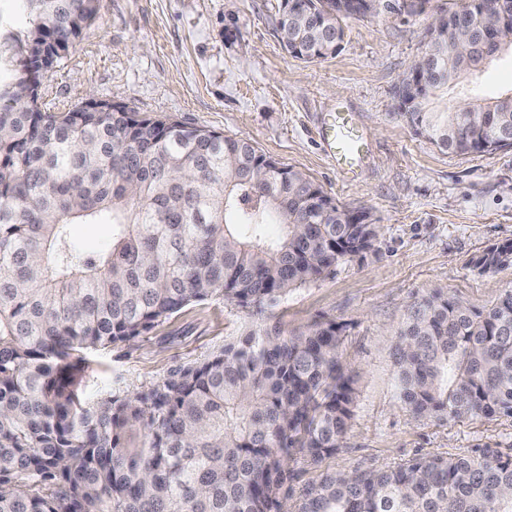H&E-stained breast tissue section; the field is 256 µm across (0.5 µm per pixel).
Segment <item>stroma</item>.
I'll return each mask as SVG.
<instances>
[{
  "instance_id": "1",
  "label": "stroma",
  "mask_w": 512,
  "mask_h": 512,
  "mask_svg": "<svg viewBox=\"0 0 512 512\" xmlns=\"http://www.w3.org/2000/svg\"><path fill=\"white\" fill-rule=\"evenodd\" d=\"M282 0H99L98 18L42 86L65 109L86 97L171 116L249 139L306 174L339 205L380 227L374 253L341 264L273 310L289 331L327 319L344 326L342 358L357 370L351 426L335 455L290 461V501L326 472L387 469L418 456L512 453V418H414L397 397L393 346L408 303L434 291L481 309L512 290V266L472 260L512 239V148L454 155L394 115L400 77L423 50L429 15L380 10L345 23L340 49L312 63L290 56L276 25ZM29 26L20 0H0V85L16 74L12 35ZM512 90V56L450 87L449 103ZM352 112L367 153L344 176L319 139L330 112ZM248 316L211 299L124 346L90 354L86 390L133 392L208 358Z\"/></svg>"
}]
</instances>
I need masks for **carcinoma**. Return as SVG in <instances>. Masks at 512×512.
Instances as JSON below:
<instances>
[{"instance_id":"obj_1","label":"carcinoma","mask_w":512,"mask_h":512,"mask_svg":"<svg viewBox=\"0 0 512 512\" xmlns=\"http://www.w3.org/2000/svg\"><path fill=\"white\" fill-rule=\"evenodd\" d=\"M30 30L0 86V512H288V461L336 453L353 418L343 325L299 332L267 310L375 251L379 226L280 162L266 179L252 143L168 117L59 111L39 101L40 59L76 43L97 0H21ZM320 24L287 27L321 59L352 14L315 0ZM428 89L396 98L414 131L458 154L512 148V93L448 111L450 83L487 67L454 54L440 14L427 28ZM111 227L79 251L70 226ZM276 225L279 233L269 234ZM512 266V240L472 260ZM221 298L252 323L202 362L131 393L85 394L87 355L129 343ZM398 396L415 418L512 417V290L482 310L436 292L410 304L394 347ZM143 430L139 448L124 443ZM293 512H512V454L414 457L391 469L325 473Z\"/></svg>"}]
</instances>
